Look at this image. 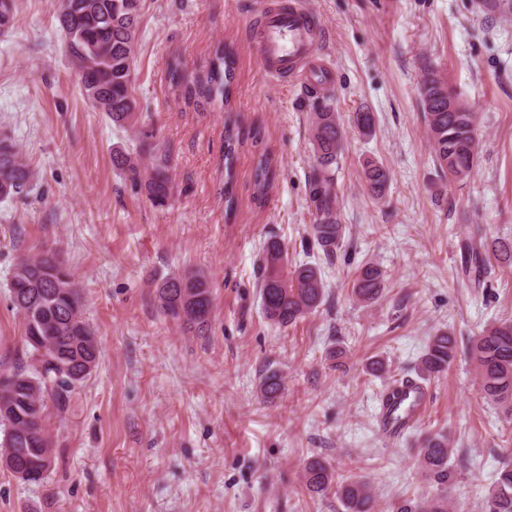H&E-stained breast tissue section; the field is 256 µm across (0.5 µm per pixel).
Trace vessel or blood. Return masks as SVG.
I'll return each mask as SVG.
<instances>
[{
    "instance_id": "b4317fda",
    "label": "vessel or blood",
    "mask_w": 512,
    "mask_h": 512,
    "mask_svg": "<svg viewBox=\"0 0 512 512\" xmlns=\"http://www.w3.org/2000/svg\"><path fill=\"white\" fill-rule=\"evenodd\" d=\"M315 38L311 17L300 5L266 10L255 36L266 74L275 78L288 74L306 86L316 77H329V70L314 56Z\"/></svg>"
}]
</instances>
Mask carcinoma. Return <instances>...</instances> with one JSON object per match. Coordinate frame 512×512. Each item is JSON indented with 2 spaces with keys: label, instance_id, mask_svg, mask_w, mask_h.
I'll return each mask as SVG.
<instances>
[{
  "label": "carcinoma",
  "instance_id": "carcinoma-1",
  "mask_svg": "<svg viewBox=\"0 0 512 512\" xmlns=\"http://www.w3.org/2000/svg\"><path fill=\"white\" fill-rule=\"evenodd\" d=\"M140 0H55L53 7L59 27L75 31L67 42L69 56L80 55L82 65L75 68L84 88H94L110 102L108 116L112 123L125 128L136 115V101L131 93L130 58L139 37L138 6ZM235 59L231 52L217 47L207 70L192 79L182 77L181 62L169 63V76L184 99H204L228 107L231 101ZM420 104L436 166L454 178H463L474 170L478 159L476 138L477 113L450 112L448 100L457 99L448 84L434 72L425 75L420 87ZM311 136L316 166L309 179L310 198L316 211L312 236L327 257L335 254L343 241L346 227L336 214L332 193L338 157L342 149V131L336 113L327 105L313 113ZM260 132L227 125L224 131V197L227 207L235 204L231 171L235 148L247 140L254 142ZM112 166L128 171L136 185L149 198L163 203L171 193L167 162L153 157L140 177L139 163L120 148L112 150ZM364 176L370 190L384 192L388 174L373 161L365 163ZM271 165L267 155L260 156L255 170V198L263 199L268 187ZM36 185V171L24 159L16 142L6 133L0 135V200L14 198ZM480 230H471L462 242L461 270L474 281L486 270L490 256L512 264V242L481 241L474 243ZM9 291L26 302L21 308L11 302V309L21 320L23 341L32 364L0 373V416L3 440L0 449L11 454L16 465L26 470L29 482L43 479L44 461L55 464V453L47 429L48 402L64 408L72 388L84 380H74L61 366L82 370L80 361L94 357L83 345V336L91 333L82 315V296L73 273L52 248L21 256L8 285ZM384 277L378 268L363 266L353 285L354 296L363 302L381 298ZM262 309L271 323L286 327L323 302L324 288L318 267L291 265L286 249L276 240L264 247V266L259 286ZM162 310L186 330L205 335L213 311L212 285L202 273L171 275L158 286ZM458 352L457 340L448 331L429 337L421 358L422 375L437 377L448 371ZM468 356L479 380L480 399L498 406L505 417L512 418V322L484 328L471 342ZM284 389L281 377L266 373L259 392L266 400L277 398ZM454 449L448 438L435 435L413 449V457L436 493L408 498L393 507V512H468L465 503L450 505L448 490L456 479ZM303 484L315 494L336 488L344 512H376L377 501L371 485L357 476L342 478L323 460L307 461ZM485 512H512V464L498 471L485 497Z\"/></svg>",
  "mask_w": 512,
  "mask_h": 512
}]
</instances>
